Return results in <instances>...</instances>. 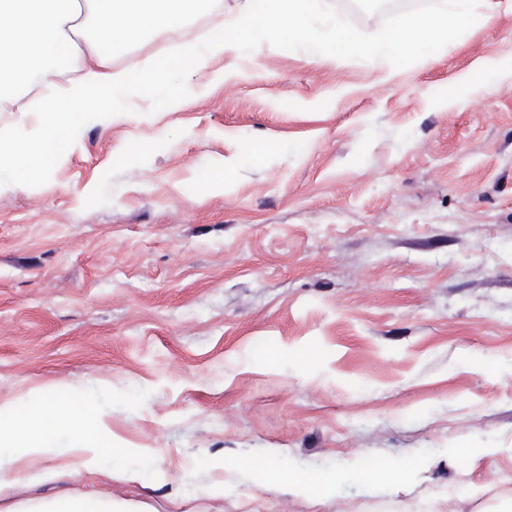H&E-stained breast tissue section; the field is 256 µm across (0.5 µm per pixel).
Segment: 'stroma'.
<instances>
[{
	"instance_id": "35a3bbf8",
	"label": "stroma",
	"mask_w": 512,
	"mask_h": 512,
	"mask_svg": "<svg viewBox=\"0 0 512 512\" xmlns=\"http://www.w3.org/2000/svg\"><path fill=\"white\" fill-rule=\"evenodd\" d=\"M431 8L323 2L364 43ZM479 10L426 61L226 50L178 77L177 106L132 99L40 179L0 184V406L77 386L150 460L134 479L40 459L56 479L0 512L101 493L136 512H512V77L441 100L512 62V0ZM42 96L0 133L31 136ZM371 459L421 467L368 482L351 466ZM288 470L339 481L296 497ZM505 66L486 61L473 74L463 78L444 96L446 104L461 105L475 90L492 91L503 78Z\"/></svg>"
}]
</instances>
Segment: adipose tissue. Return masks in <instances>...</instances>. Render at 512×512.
Returning a JSON list of instances; mask_svg holds the SVG:
<instances>
[{"mask_svg": "<svg viewBox=\"0 0 512 512\" xmlns=\"http://www.w3.org/2000/svg\"><path fill=\"white\" fill-rule=\"evenodd\" d=\"M213 0H0V102L17 99L32 77L52 86L38 108L39 135L34 140L0 137V181L25 182L37 176L58 145L70 144L78 130L98 114L127 111L132 97L170 107L179 98L178 76L200 68L229 49L248 48L258 37L286 46L299 45L311 60L364 54L378 62L397 58H433L448 41L474 23H488L476 13V0H442L440 8L378 40L360 46L340 24L313 22L320 0H246L230 24L214 29L206 42L153 60L134 71H116V49L149 33L174 36L194 15H206ZM87 62L67 83L57 77L72 58ZM503 66L490 61L463 78L446 103L463 104L475 90H493ZM83 450L82 470L95 472L113 461L139 466L144 454L115 447L100 428L90 404L74 393L42 394L21 410L0 408V494L21 481L52 479L49 470L19 473L17 462L33 457H65Z\"/></svg>", "mask_w": 512, "mask_h": 512, "instance_id": "ef3b65f1", "label": "adipose tissue"}]
</instances>
